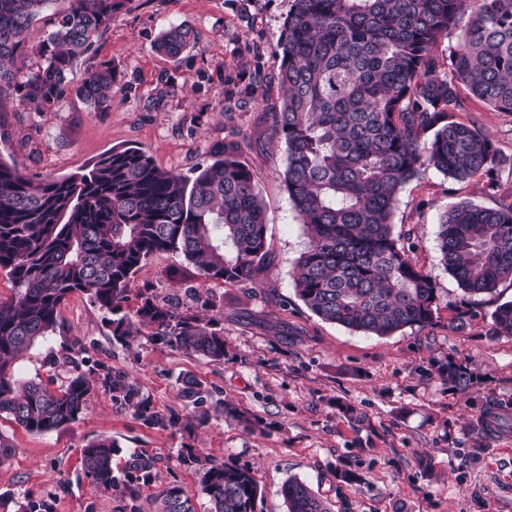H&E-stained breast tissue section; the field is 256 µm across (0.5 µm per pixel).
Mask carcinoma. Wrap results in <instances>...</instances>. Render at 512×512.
Wrapping results in <instances>:
<instances>
[{
    "label": "carcinoma",
    "mask_w": 512,
    "mask_h": 512,
    "mask_svg": "<svg viewBox=\"0 0 512 512\" xmlns=\"http://www.w3.org/2000/svg\"><path fill=\"white\" fill-rule=\"evenodd\" d=\"M53 0H0V103L6 98L55 107L65 94L96 112L112 109L117 70L105 61L79 84L75 64L87 55L125 0H70L38 42L43 63L26 69L29 32ZM455 35L443 71L438 40ZM184 24L166 29L155 50L181 56L194 42ZM279 103L256 116L264 139L285 148L281 180L308 240L293 270L296 295L321 320L352 331L390 336L433 324L439 296L417 267L393 214L402 188L433 169L456 181L480 178L493 186L506 160L490 139L455 119L459 86L498 112L512 113V0H291L276 45ZM265 75L255 68L244 103L264 97ZM441 261L463 296L451 324L467 327L474 308L512 280V198L494 207L459 201L438 224ZM181 254L206 279L231 285L256 282L269 272L265 207L240 146L215 150L194 176L164 171L135 145L115 147L86 170L35 180L0 161V269L14 295L0 301V417L42 434L79 419L97 384L112 402L136 409L143 422L161 425L124 371L99 382L79 365L56 389L15 377L16 360L54 331L61 309L79 292L115 315L118 342L149 330L192 355L222 361L230 351L224 327L207 315L187 314L154 297L131 313L121 303L136 274L154 254ZM490 335L512 336V302L492 312ZM438 375L466 393L484 376L448 357ZM181 397L202 402L204 389L183 381ZM491 432L512 430V416L488 404L479 416ZM109 438L82 449L83 474L114 486ZM182 461L199 471L210 512H255L259 488L246 467L200 457L188 448ZM150 457L132 458L123 494L131 500L153 481ZM285 512H331L305 482L281 488ZM155 512H195L177 484L154 497Z\"/></svg>",
    "instance_id": "obj_1"
}]
</instances>
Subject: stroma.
<instances>
[{"instance_id":"obj_1","label":"stroma","mask_w":512,"mask_h":512,"mask_svg":"<svg viewBox=\"0 0 512 512\" xmlns=\"http://www.w3.org/2000/svg\"><path fill=\"white\" fill-rule=\"evenodd\" d=\"M288 10L289 0H126L102 28L96 53L71 74L77 84L101 62L116 65L111 111H93L69 95L46 112L9 99L0 103V160L38 178L76 173L126 144L142 148L159 168L188 176L209 163L216 145L243 143L272 253L268 275L248 286L203 278L182 255L158 253L127 292V313L145 294L187 313L203 300L215 301L232 353L223 362L186 354L147 333L130 346L117 343L110 313L72 294L59 327L18 359L16 376L55 388L69 377L74 359L95 377L122 370L154 412L178 423L144 424L100 386L76 422L48 433L31 434L0 418V444L11 450L0 461V512H20L31 496L50 512H153L154 496L170 483L183 488L196 512H210L198 473L180 461L186 448L250 468L260 491L256 512H285L281 487L291 478L305 481L334 512H512V432L489 436L477 424L486 403L512 402V336L490 333L492 312L512 301V281L500 283L469 326L456 331L448 305L462 292L436 247L438 217L449 204L494 206L512 194V172L502 171L492 188L483 179L458 182L430 170L400 191L394 231L436 282L433 325L373 336L315 316L294 290L293 264L307 239L279 178L284 148L255 142L264 103L224 113L255 67L277 73L275 49ZM178 24L193 29V45L176 59L156 53L159 35ZM167 75L172 85L165 106L147 111ZM459 96L457 120L512 157V113L494 110L464 88ZM451 356L484 375V384L466 394L448 388L436 364ZM187 376L205 388L203 403L181 397ZM224 400L252 414L257 427L224 419L217 407ZM342 403L364 413L368 425L348 421L338 410ZM202 412L208 421L200 425L195 417ZM101 437L119 447L116 478L124 477L133 454L154 459L155 480L137 500L84 477L81 450ZM340 470L353 473V481L338 480Z\"/></svg>"}]
</instances>
